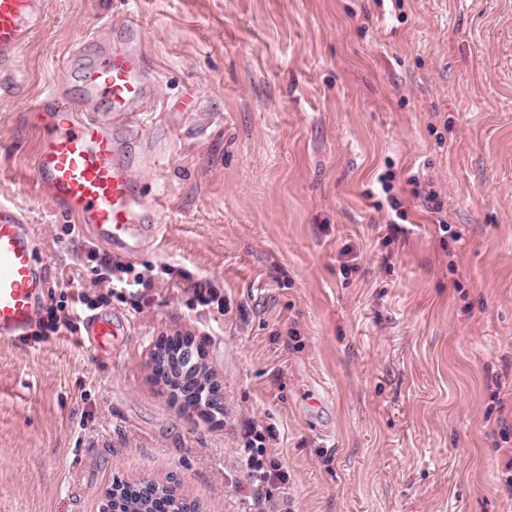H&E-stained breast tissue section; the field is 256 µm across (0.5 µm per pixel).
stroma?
<instances>
[{"instance_id":"stroma-1","label":"stroma","mask_w":512,"mask_h":512,"mask_svg":"<svg viewBox=\"0 0 512 512\" xmlns=\"http://www.w3.org/2000/svg\"><path fill=\"white\" fill-rule=\"evenodd\" d=\"M42 3L0 90V201L75 328L0 342V512H97L117 478L198 512H512V0ZM131 18L156 102L122 136L161 230L111 284L38 191L31 114ZM179 333L222 416L151 378ZM254 424L287 482L253 485Z\"/></svg>"}]
</instances>
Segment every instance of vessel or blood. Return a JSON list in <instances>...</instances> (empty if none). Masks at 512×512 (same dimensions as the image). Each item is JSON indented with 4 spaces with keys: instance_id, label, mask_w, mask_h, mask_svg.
Masks as SVG:
<instances>
[{
    "instance_id": "vessel-or-blood-1",
    "label": "vessel or blood",
    "mask_w": 512,
    "mask_h": 512,
    "mask_svg": "<svg viewBox=\"0 0 512 512\" xmlns=\"http://www.w3.org/2000/svg\"><path fill=\"white\" fill-rule=\"evenodd\" d=\"M45 22L41 0H0V72L14 76L18 53ZM76 45L66 72L82 90L72 101L56 85L40 109L43 131L36 154L39 187L70 222L107 249L131 253L157 227L151 206L132 189L127 147L115 133L150 105L147 68L139 43L126 41L87 60ZM35 234L17 207L0 202V341L26 335L45 295Z\"/></svg>"
}]
</instances>
